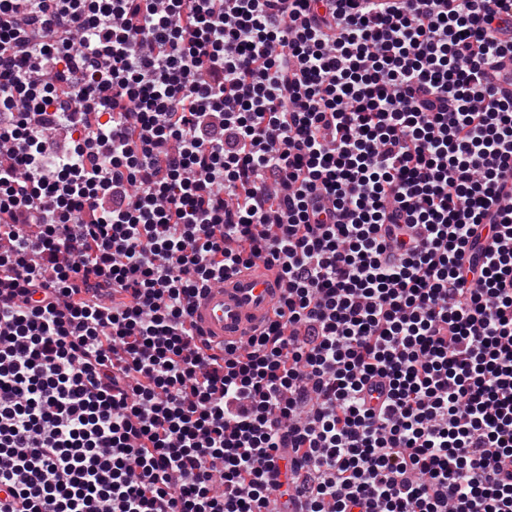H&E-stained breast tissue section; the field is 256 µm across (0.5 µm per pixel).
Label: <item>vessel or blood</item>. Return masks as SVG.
I'll return each instance as SVG.
<instances>
[{"label":"vessel or blood","mask_w":512,"mask_h":512,"mask_svg":"<svg viewBox=\"0 0 512 512\" xmlns=\"http://www.w3.org/2000/svg\"><path fill=\"white\" fill-rule=\"evenodd\" d=\"M284 289L282 280L260 266L206 289L193 317L205 337L237 346L271 317Z\"/></svg>","instance_id":"b4317fda"}]
</instances>
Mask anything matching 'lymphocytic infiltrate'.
<instances>
[{"instance_id":"f902f5d3","label":"lymphocytic infiltrate","mask_w":512,"mask_h":512,"mask_svg":"<svg viewBox=\"0 0 512 512\" xmlns=\"http://www.w3.org/2000/svg\"><path fill=\"white\" fill-rule=\"evenodd\" d=\"M508 51L512 0H0V512H512ZM282 280L259 263L257 268L224 280V286L206 289L193 317L205 338L239 347L269 318L286 289Z\"/></svg>"}]
</instances>
